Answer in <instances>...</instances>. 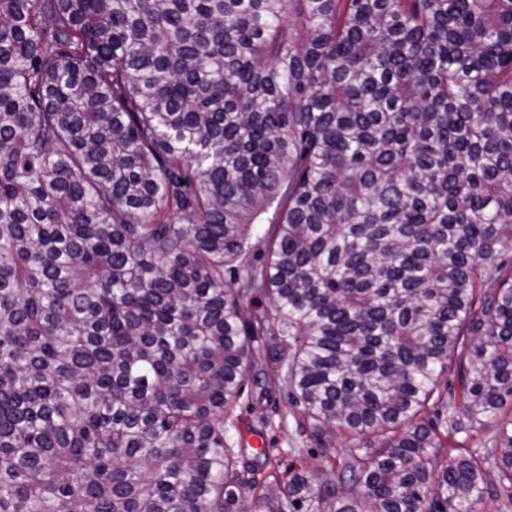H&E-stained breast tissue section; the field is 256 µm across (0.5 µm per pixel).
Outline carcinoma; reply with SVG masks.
<instances>
[{"label":"carcinoma","instance_id":"carcinoma-1","mask_svg":"<svg viewBox=\"0 0 512 512\" xmlns=\"http://www.w3.org/2000/svg\"><path fill=\"white\" fill-rule=\"evenodd\" d=\"M511 398L512 0H0V512L507 509ZM271 371L266 383V393L259 394L251 380L245 382V388L237 405L226 415L225 432L229 444L235 450L247 448L244 458H253L254 450L261 443L268 453L270 471L274 468L280 474L288 475L289 465L298 468L300 465L309 464L312 467L321 464L320 455L312 458L308 452L320 454L321 447L314 441L310 432L301 436L298 432L299 425L308 426V420L303 415L301 408L292 405L288 401L286 390L282 388L280 377L286 372V365L278 366L269 364Z\"/></svg>","mask_w":512,"mask_h":512}]
</instances>
